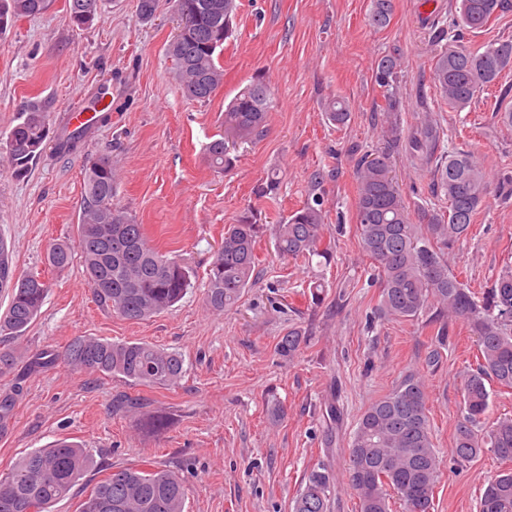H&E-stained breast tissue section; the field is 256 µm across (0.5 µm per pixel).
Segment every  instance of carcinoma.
Segmentation results:
<instances>
[{
  "mask_svg": "<svg viewBox=\"0 0 512 512\" xmlns=\"http://www.w3.org/2000/svg\"><path fill=\"white\" fill-rule=\"evenodd\" d=\"M179 19H187L167 47L172 74L182 93L208 100L222 85L219 57L231 36L236 0H173ZM52 0H0V30L23 17L45 13ZM103 0H68L70 23L83 28L102 16ZM512 8V0H461L459 12L433 19V39L439 46L433 83L453 110H464L481 93L493 88L502 73L512 69V41H500L473 50L461 40V31H477ZM392 0H373L368 23L383 28L390 22ZM402 58L385 54L375 61L376 84L383 89L381 129L384 146L362 156L354 169L357 186L356 231L362 251L371 261L372 278L381 295L375 308L380 320L412 321L430 313L438 344L448 335V323L463 321L476 336V368L462 382L463 411L456 424L451 456L469 462L488 450L503 462H512V416L486 421L490 407L487 383L512 387V270L500 275L482 301L449 268L444 249L465 238L483 207L489 177L474 152L452 149L442 153L439 188L446 207L423 208L412 217L409 203L392 174L393 155L403 150L419 163L438 150L444 131L430 115L420 130L404 138L399 133L397 94ZM271 106L267 83L260 77L242 88L224 110V132L207 145L210 166L231 169L232 151L267 133ZM326 119L338 127L350 116L348 102L338 97L325 102ZM87 127L57 134L56 147L70 152L79 147ZM49 115L39 100L23 109L21 121L0 139V157L18 175L49 138ZM324 172L310 177L311 193L303 206L273 225L274 246L283 258L321 257L324 198L318 193ZM117 182L112 160H88L78 239L53 243L46 254L54 269L68 267L79 254L95 301L131 321L147 320L175 305L191 287V271L163 254L147 239L144 227L122 211L114 198ZM267 225L244 216L224 231V242L210 264L205 304L213 312L234 307L251 285L257 263L256 244ZM0 288L9 289L10 304L0 318V334L11 339L26 334L40 312L49 284L36 274L16 275L0 238ZM307 336L293 329L282 336L276 351L293 359ZM64 362L89 373L118 376L132 385L172 387L184 373L178 352L145 342L76 339ZM345 479L358 499L359 512H389L396 495L404 512H430L440 475V450L435 447L427 409L423 376L407 371L384 396L361 414L348 448ZM94 466L90 450L58 439L46 448L22 456L0 476V512H52L70 496L83 475ZM336 479L325 464L312 468L293 498L292 512H330ZM185 488L170 469L111 470L79 504V512H185ZM479 512H512V470L489 483Z\"/></svg>",
  "mask_w": 512,
  "mask_h": 512,
  "instance_id": "1",
  "label": "carcinoma"
}]
</instances>
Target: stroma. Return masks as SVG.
Segmentation results:
<instances>
[{
  "instance_id": "35a3bbf8",
  "label": "stroma",
  "mask_w": 512,
  "mask_h": 512,
  "mask_svg": "<svg viewBox=\"0 0 512 512\" xmlns=\"http://www.w3.org/2000/svg\"><path fill=\"white\" fill-rule=\"evenodd\" d=\"M237 3L220 58L224 82L206 102L184 97L172 79L166 49L179 25L172 0H158L148 21L139 17L137 0H105L102 19L82 29L70 24L66 0H53L45 14L0 30V134L17 123L29 99L48 104L57 129L68 113L89 110L103 90L112 94L110 119L93 125L76 152L60 154L46 145L23 177L0 162V238L17 273L40 275L49 284L40 314L12 342L20 361L0 376V396L14 399L0 423V473L25 453L68 437L89 448L99 467L53 512H77L106 468L150 466L179 472L186 512H292L305 474L324 463L338 480L331 512H358L343 480L345 448L361 413L414 369L424 376L434 442L444 454L431 512H479L480 496L502 464L490 452L464 463L449 453L463 377L476 361L475 338L465 323L451 324L432 365L426 317L367 324L379 288L356 234L353 165L356 156L382 144L377 56L395 51L403 59V134L415 130L422 105H429L449 145L477 152L498 179L512 175V126L500 119L512 108V96L500 101L483 94L457 112L436 92L430 20L460 0H393L383 29L368 23L372 0ZM258 76L273 97L268 131L238 148L230 171L214 170L205 147L222 128L225 106ZM336 96L350 104L340 128L323 114L324 101ZM97 156L112 159L117 205L194 273L187 294L147 320L129 321L100 307L81 263L58 271L45 262L50 244L78 239L84 169ZM393 164L411 207L437 203L435 168L414 165L402 153ZM272 169L281 181L278 195L258 197L255 190ZM317 169L326 173L325 238L334 261L321 267L281 258L273 239L263 237L255 282L234 308L209 311L204 284L225 227L247 211L258 223H280L306 202ZM448 262L468 288L488 293L500 272L512 268V200L489 194ZM317 277L327 285L319 305L303 295ZM291 328L305 331L308 342L288 362L274 347ZM80 337L179 352L185 374L168 388L87 374L62 360ZM271 390L286 409L276 423L266 412ZM124 394L140 398V413L115 410ZM334 396L344 407V423L329 445L323 414Z\"/></svg>"
}]
</instances>
